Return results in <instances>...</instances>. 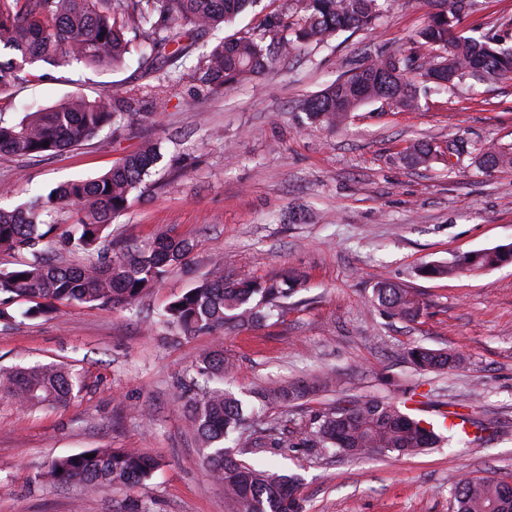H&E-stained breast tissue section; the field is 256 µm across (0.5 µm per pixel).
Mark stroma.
Here are the masks:
<instances>
[{
	"instance_id": "obj_1",
	"label": "stroma",
	"mask_w": 512,
	"mask_h": 512,
	"mask_svg": "<svg viewBox=\"0 0 512 512\" xmlns=\"http://www.w3.org/2000/svg\"><path fill=\"white\" fill-rule=\"evenodd\" d=\"M433 0H397L375 28L349 29L297 47L273 68L220 93L183 80L167 87L165 111L128 120L51 156L0 155V207L11 209L59 185L102 174L124 155L161 143L168 166L109 228L113 246L133 248L162 234L192 250L131 305L60 306L0 323V367L61 363L84 387L68 404L27 409L0 398V512H121L127 499L148 512H228L224 488L208 474L186 426L181 393L190 366L223 347L237 365L226 391L249 399L262 385L330 371L339 386L278 418L288 434L348 400L446 411L484 426L481 439L443 442L411 456L359 459L290 448L275 456L300 478L304 512H456L450 491L465 473L512 484V262L446 277L429 264L460 252L512 243V166L479 168L488 145L512 147V83L464 78L430 88L417 107L364 103L335 127L312 124L302 105L367 53H408ZM512 0H473L461 37L499 34L512 46ZM33 81L0 96V118L27 109L153 83L136 56L115 70L30 65ZM439 149L425 164L409 147ZM459 150L449 153V143ZM221 262L228 281L295 282L292 295L258 325L184 337L159 322L172 298ZM390 283L417 294L418 317L390 315L374 290ZM420 346L461 356L454 369L423 371L408 359ZM91 448H135L158 467L144 484L95 493L54 484L58 457Z\"/></svg>"
}]
</instances>
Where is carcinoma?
<instances>
[{
    "label": "carcinoma",
    "mask_w": 512,
    "mask_h": 512,
    "mask_svg": "<svg viewBox=\"0 0 512 512\" xmlns=\"http://www.w3.org/2000/svg\"><path fill=\"white\" fill-rule=\"evenodd\" d=\"M394 0H286L285 11L266 19L259 35L224 37L201 53L189 69L191 83L213 92L231 87L273 64L305 43H321L338 31L372 28ZM433 12L417 31L407 54L378 52L355 63L352 73L310 97L304 106L311 119L334 127L349 112L369 100H389L405 108L419 101L426 77L437 72L451 86L480 71L485 76L512 78V48L497 38H457L453 31L466 14L464 0H435ZM257 0H0V46L18 52L22 62H0V96L21 80L25 65L61 59L64 64L116 69L135 52L140 67L158 84L131 88L98 100L75 99L26 112L14 123L0 120V154L42 157L75 147L129 117L148 119L167 108L165 67L189 56L209 32L226 27L255 6ZM163 156L157 147L125 155L105 173L76 180L53 190V195L17 206L0 208V251L28 253L15 267L0 270L4 301L31 303L24 315L37 317L59 303L99 306L130 305L190 251L184 240L161 236L141 247L127 248L83 267L67 266L51 254L63 241L87 253L104 252L112 218L128 208L130 196L151 176ZM478 163L485 169L512 165V151L491 146ZM81 206L76 223L64 232L45 220L51 211ZM497 249L457 255L448 265H428L430 276L468 273L497 267ZM292 287L252 281L224 282L215 272L184 294L173 298L162 317L183 336L214 333L238 321L263 318L251 302L268 303L288 297ZM378 304L410 319L420 309L413 294L391 284L376 288ZM411 361L421 370L444 369L456 356L413 347ZM233 363L221 350L201 356L196 375L214 387L189 397L187 422L201 442L213 478L224 484V499L234 512H303L299 479L277 474L265 461L236 458L249 448H322L361 456L378 448L409 456L440 443L438 426L414 417L394 404L379 400L351 402L314 415L310 430L294 437L273 423L256 427L248 422L243 402L224 392V375ZM338 382L330 373L265 388L260 398L268 405L288 407L309 399ZM80 389L78 377L61 364L46 363L0 369V395L25 408L65 405ZM447 428L448 439H470V417ZM233 439L230 449L224 441ZM157 462L136 450L91 448L52 461L47 475L57 484L80 481L96 491L122 484L134 487L152 476ZM452 490L458 512H512V488L489 479L461 475Z\"/></svg>",
    "instance_id": "obj_1"
}]
</instances>
